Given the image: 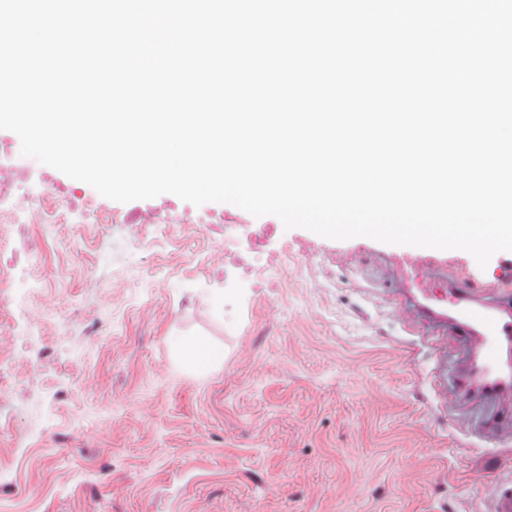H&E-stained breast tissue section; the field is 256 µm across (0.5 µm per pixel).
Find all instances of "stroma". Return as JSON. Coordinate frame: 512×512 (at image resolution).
I'll use <instances>...</instances> for the list:
<instances>
[{
    "label": "stroma",
    "instance_id": "1",
    "mask_svg": "<svg viewBox=\"0 0 512 512\" xmlns=\"http://www.w3.org/2000/svg\"><path fill=\"white\" fill-rule=\"evenodd\" d=\"M155 208L224 221L176 225L154 248L121 224L0 223L43 257L26 300L39 339L14 340L0 296V512H490L512 439L440 408L437 374L456 384L470 357L393 313L387 260L418 247L293 228L308 259L230 302L223 266L202 259L242 209L172 194L119 206ZM434 255L476 288L503 258ZM184 338L223 361L186 366Z\"/></svg>",
    "mask_w": 512,
    "mask_h": 512
}]
</instances>
